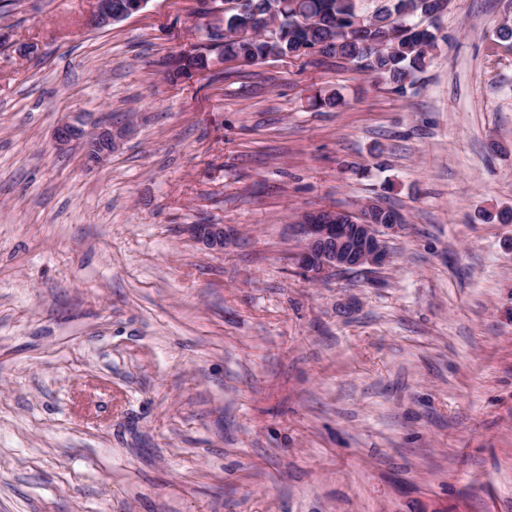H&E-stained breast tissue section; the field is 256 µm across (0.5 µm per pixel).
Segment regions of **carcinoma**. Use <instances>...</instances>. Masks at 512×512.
Wrapping results in <instances>:
<instances>
[{"label":"carcinoma","mask_w":512,"mask_h":512,"mask_svg":"<svg viewBox=\"0 0 512 512\" xmlns=\"http://www.w3.org/2000/svg\"><path fill=\"white\" fill-rule=\"evenodd\" d=\"M277 0V13L263 33L256 32V18L268 12L270 0H224L221 17L206 24L208 44L188 55L184 70L172 77L190 76L189 69H209L218 60L242 59L249 64L269 58H300L305 47L342 59L390 86L403 96L427 69L441 34L438 0ZM365 16L363 26L347 31Z\"/></svg>","instance_id":"carcinoma-1"}]
</instances>
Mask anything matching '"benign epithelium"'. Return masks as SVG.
<instances>
[{
  "mask_svg": "<svg viewBox=\"0 0 512 512\" xmlns=\"http://www.w3.org/2000/svg\"><path fill=\"white\" fill-rule=\"evenodd\" d=\"M115 21L112 0H97L93 24L106 27ZM123 135V130L113 128L109 122L89 124L86 114L78 112L57 126L54 141L60 150L74 141L82 142L87 166L96 167L112 156ZM294 228L303 246L293 253L292 260L309 279L318 281L330 270L386 265L390 254L384 235L398 231L401 225L372 224L364 213L354 216L344 211L319 209L303 212ZM188 231L207 248L224 250L227 240L224 225L191 224Z\"/></svg>",
  "mask_w": 512,
  "mask_h": 512,
  "instance_id": "obj_1",
  "label": "benign epithelium"
}]
</instances>
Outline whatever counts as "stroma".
<instances>
[{"mask_svg": "<svg viewBox=\"0 0 512 512\" xmlns=\"http://www.w3.org/2000/svg\"><path fill=\"white\" fill-rule=\"evenodd\" d=\"M95 6L0 9V512H512V0H449L403 96L317 54L173 82L202 0ZM73 112L126 129L103 166ZM367 202L389 263L310 281L298 214ZM188 231L194 239L202 242L210 250L217 252L223 251L224 242L227 240L224 225L190 224Z\"/></svg>", "mask_w": 512, "mask_h": 512, "instance_id": "35a3bbf8", "label": "stroma"}]
</instances>
